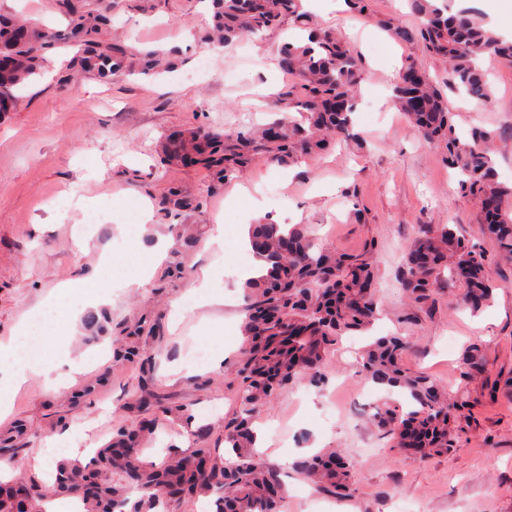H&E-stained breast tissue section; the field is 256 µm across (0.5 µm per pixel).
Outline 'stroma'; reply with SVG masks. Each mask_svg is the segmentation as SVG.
Segmentation results:
<instances>
[{"label":"stroma","instance_id":"obj_1","mask_svg":"<svg viewBox=\"0 0 512 512\" xmlns=\"http://www.w3.org/2000/svg\"><path fill=\"white\" fill-rule=\"evenodd\" d=\"M112 19L111 39L137 50L129 67L103 80L73 72L77 50L60 42L46 50L40 75L0 115V340L17 329L38 338L58 370L30 375L11 398L0 429L27 427L28 448L18 471L46 478L65 433L79 447L97 448L136 418L130 405L138 363L110 354L111 335L68 337L49 311L59 284L96 275L102 310L113 325L137 320L160 325L162 354L155 390L178 414L143 458L160 461L166 445L186 448L200 426L223 422L237 407L234 363L243 338L244 224H300L344 254L372 250L382 315L371 332L342 337L322 365L323 384L296 379L260 414L268 443L261 459L281 470L288 512H512V397L496 392L512 377V260L484 232L477 201L460 188L461 175L444 152L424 141L397 110L391 87L406 57L435 80L445 64L420 47H404L380 29L418 23L406 0H371L372 18L348 12L343 0H309L323 27L342 34L363 62L354 118L355 140L280 165L252 158L228 179L200 167L164 162L170 133L199 126L250 130L287 115L293 83L279 67L292 24L216 46L204 33L208 0H86ZM148 51L164 53L166 71L149 70ZM490 106L447 91L460 134L497 132L491 158L499 181L512 183V63L485 62ZM177 191L190 207L161 211V196ZM196 224L194 247L176 246L175 229ZM447 224L487 255L491 303L471 313L463 288L444 284L422 304L397 283L402 253L420 226ZM109 261H102V254ZM147 283L130 287L143 268ZM404 336L403 364L430 375L449 394H466L470 417L455 429L456 446L420 457L390 449L362 407L371 381L357 363L372 336ZM482 341L487 370H463L460 357ZM220 367H211L213 358ZM95 385L83 396L87 385ZM323 448L356 462L352 498L313 490L294 468Z\"/></svg>","mask_w":512,"mask_h":512}]
</instances>
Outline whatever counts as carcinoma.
<instances>
[{
	"instance_id": "obj_1",
	"label": "carcinoma",
	"mask_w": 512,
	"mask_h": 512,
	"mask_svg": "<svg viewBox=\"0 0 512 512\" xmlns=\"http://www.w3.org/2000/svg\"><path fill=\"white\" fill-rule=\"evenodd\" d=\"M409 3L420 24L395 27L384 21L383 29L399 43L420 44L427 54L448 61V88L490 105L492 95L481 63L512 60V39L496 34L474 8L450 13L446 0ZM212 4L208 39L218 44L244 32H264L286 20L309 30L306 43L288 42L280 53L281 66L301 81L304 124L287 118L277 122L280 138L276 141L264 129L177 133L167 143L173 161L183 163L191 157L194 165L228 177L251 155L267 154L286 164L298 152H316L330 138L350 135L362 62L343 38L317 29L302 12L301 0H212ZM56 6L68 18L61 36L44 31L36 22L0 15V55L8 56L0 66V112L14 108L13 89L37 75L40 54L61 38L79 47L78 60L85 73L108 79L123 67L127 48L100 38L101 29L111 23L109 18L86 10L85 0H56ZM394 102L426 141L444 147L448 163L463 176V190L481 204L487 233L501 253L512 256V210L506 208L512 200V185L499 181L493 168L486 146L492 133L475 130L469 140H462L443 90L422 71L411 86L395 83ZM251 245L255 257L268 268L246 284L251 303L241 326L239 409L224 421V441L231 444L233 457L222 459L197 443L170 452L158 464L145 462L142 445L155 437L160 415L167 409L163 398L146 387L155 357L134 346H121L115 348L114 356L135 360L143 368L133 393L139 409L151 398L160 414L148 420L141 416L135 424L118 428L112 441L96 449L86 464L60 463L50 485L35 476L0 480V512H44V503L56 496L77 500L81 512H115L126 506L128 512H167L171 501L188 504L211 495L216 496L215 512H278L285 488L280 472L254 451L256 416L300 376L322 383L327 351L339 337L373 326L378 299L366 253L344 255L320 247L300 225L255 224ZM443 267L465 285L464 301L472 310L490 300L492 285L484 276L483 252L446 225L424 226L403 259L398 284L420 303L439 286ZM404 348L401 337L388 335L374 338L363 352L367 377L375 384L401 389L412 401L405 410L384 406L379 424L393 449L408 448L407 435L415 431L417 452L446 454L454 447L451 410L465 407L467 399L462 396L450 402L447 390L436 381L406 371L400 363ZM483 362L482 344L472 343L463 355V365L472 368ZM295 468L321 491L344 496L351 490L354 464L334 448L297 461ZM113 471L123 474L124 482L106 479Z\"/></svg>"
}]
</instances>
